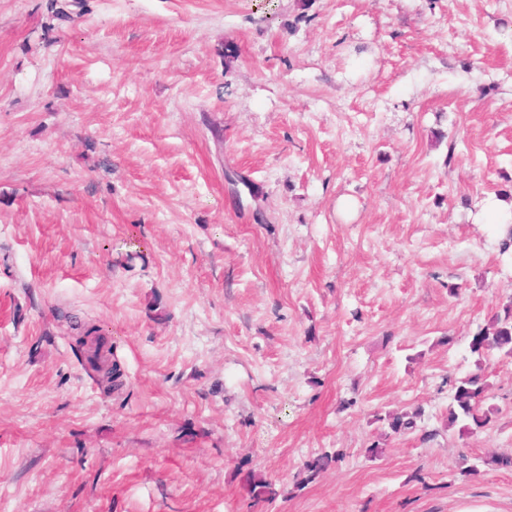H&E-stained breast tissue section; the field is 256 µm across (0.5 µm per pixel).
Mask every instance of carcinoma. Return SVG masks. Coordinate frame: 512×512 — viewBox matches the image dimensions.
I'll use <instances>...</instances> for the list:
<instances>
[{"mask_svg":"<svg viewBox=\"0 0 512 512\" xmlns=\"http://www.w3.org/2000/svg\"><path fill=\"white\" fill-rule=\"evenodd\" d=\"M469 349L475 356V370L455 380L446 423L447 428L458 429L462 436L485 428L494 412V408L488 405L493 390L488 361L494 354L512 358V302L470 336ZM421 415L422 409L417 407L409 411L378 414L375 421L386 424L391 433L401 435L414 431ZM344 456L345 453L338 450L333 455L322 453L306 461L297 475L296 487L303 488L313 482L329 460L339 462ZM244 483L250 498L256 503H272L280 495L272 482L252 471L245 474Z\"/></svg>","mask_w":512,"mask_h":512,"instance_id":"cac0c4a2","label":"carcinoma"}]
</instances>
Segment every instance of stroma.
<instances>
[{"label": "stroma", "instance_id": "35a3bbf8", "mask_svg": "<svg viewBox=\"0 0 512 512\" xmlns=\"http://www.w3.org/2000/svg\"><path fill=\"white\" fill-rule=\"evenodd\" d=\"M511 189L512 0H0V512H512ZM469 349L476 357L475 370L455 380L446 423L448 430L458 428L461 436L475 434L491 420L494 408L487 403L493 383L487 372L488 361L494 354L512 358V302L470 336ZM421 415L422 409L417 407L409 411L388 412L384 415L378 413L374 420L386 424L391 433L401 435L414 431ZM345 456L343 450H337L334 455L322 453L306 461L297 475V488H303L305 485L313 482L319 474L325 469L329 460L334 459L336 463L340 462ZM244 483L253 502L272 503L280 495V492L276 490L272 482L257 476L253 471L245 474Z\"/></svg>", "mask_w": 512, "mask_h": 512}]
</instances>
